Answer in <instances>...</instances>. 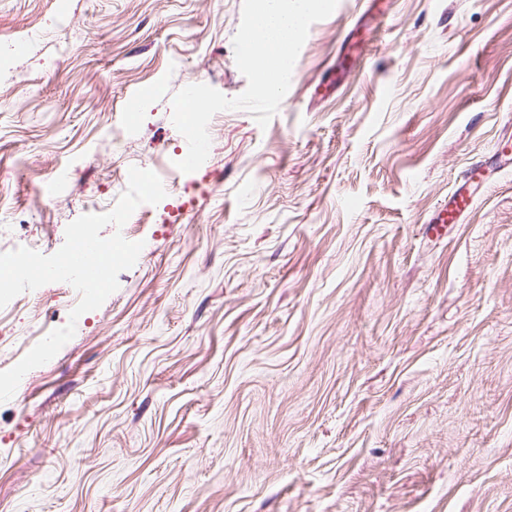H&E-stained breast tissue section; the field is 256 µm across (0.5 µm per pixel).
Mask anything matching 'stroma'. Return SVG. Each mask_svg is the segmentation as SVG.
I'll list each match as a JSON object with an SVG mask.
<instances>
[{
  "instance_id": "obj_1",
  "label": "stroma",
  "mask_w": 512,
  "mask_h": 512,
  "mask_svg": "<svg viewBox=\"0 0 512 512\" xmlns=\"http://www.w3.org/2000/svg\"><path fill=\"white\" fill-rule=\"evenodd\" d=\"M242 5L0 0V248L110 211L180 145L186 83L245 91ZM208 129L118 290L0 402V512H512V173L423 235L512 134V0H339L267 127ZM78 297L1 308L0 371Z\"/></svg>"
}]
</instances>
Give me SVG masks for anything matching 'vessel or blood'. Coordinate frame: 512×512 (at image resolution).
Returning <instances> with one entry per match:
<instances>
[{
	"label": "vessel or blood",
	"instance_id": "vessel-or-blood-1",
	"mask_svg": "<svg viewBox=\"0 0 512 512\" xmlns=\"http://www.w3.org/2000/svg\"><path fill=\"white\" fill-rule=\"evenodd\" d=\"M509 169H512V143L504 141L488 160L473 164L458 186L440 201L428 221L430 230L442 235L448 225L464 223L475 208L480 189L490 185L492 174Z\"/></svg>",
	"mask_w": 512,
	"mask_h": 512
}]
</instances>
